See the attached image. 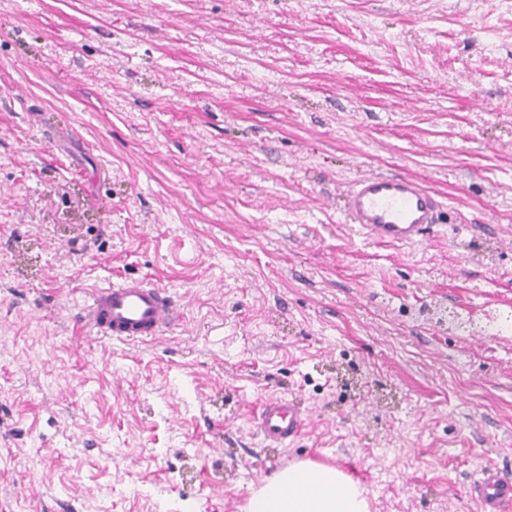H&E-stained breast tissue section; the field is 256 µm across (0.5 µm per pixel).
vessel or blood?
<instances>
[{"label": "vessel or blood", "instance_id": "1", "mask_svg": "<svg viewBox=\"0 0 512 512\" xmlns=\"http://www.w3.org/2000/svg\"><path fill=\"white\" fill-rule=\"evenodd\" d=\"M349 223L367 240L383 245L423 241L443 218L437 196L419 179L371 174L357 180L344 197ZM75 318L98 337L115 341H148L161 336L179 318L174 296L140 278H127L95 289ZM264 440L287 446L307 425V415L283 397L264 399L253 418ZM479 512H506L512 506V479L498 467L481 468L468 487Z\"/></svg>", "mask_w": 512, "mask_h": 512}]
</instances>
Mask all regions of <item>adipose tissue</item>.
<instances>
[{
    "mask_svg": "<svg viewBox=\"0 0 512 512\" xmlns=\"http://www.w3.org/2000/svg\"><path fill=\"white\" fill-rule=\"evenodd\" d=\"M243 512H369L366 489L343 471L300 461L251 488Z\"/></svg>",
    "mask_w": 512,
    "mask_h": 512,
    "instance_id": "ef3b65f1",
    "label": "adipose tissue"
}]
</instances>
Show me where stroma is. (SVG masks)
I'll use <instances>...</instances> for the list:
<instances>
[{
	"instance_id": "stroma-1",
	"label": "stroma",
	"mask_w": 512,
	"mask_h": 512,
	"mask_svg": "<svg viewBox=\"0 0 512 512\" xmlns=\"http://www.w3.org/2000/svg\"><path fill=\"white\" fill-rule=\"evenodd\" d=\"M369 173L446 224L365 241ZM128 277L179 321L74 326ZM507 312L512 0H0V512H242L304 460L371 512H477L475 472L512 476ZM266 397L308 416L288 447ZM350 224L367 240L383 245H413L443 224V207L419 179L371 174L357 180L344 197ZM253 423L264 440L285 447L288 441L301 435L307 425V415L293 401L270 397L259 404Z\"/></svg>"
}]
</instances>
